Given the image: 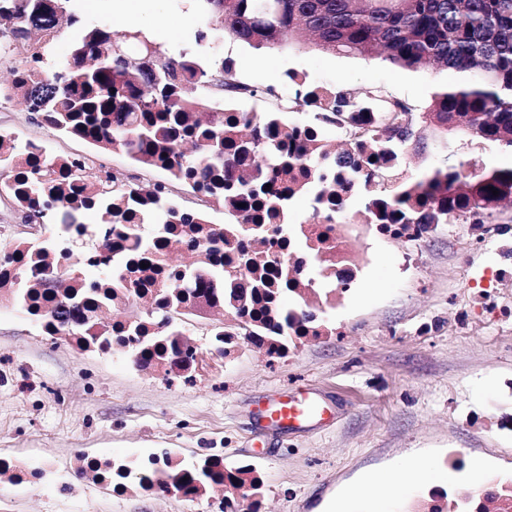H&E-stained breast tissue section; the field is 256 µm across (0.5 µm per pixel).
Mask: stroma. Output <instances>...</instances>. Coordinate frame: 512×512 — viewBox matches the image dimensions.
<instances>
[{"instance_id":"35a3bbf8","label":"stroma","mask_w":512,"mask_h":512,"mask_svg":"<svg viewBox=\"0 0 512 512\" xmlns=\"http://www.w3.org/2000/svg\"><path fill=\"white\" fill-rule=\"evenodd\" d=\"M84 24L148 31L153 45L188 49L201 65L227 58L247 84L294 92L288 74L330 87H379L422 106L432 72L410 73L378 60L292 44L257 50L231 38L195 44L204 21L195 0H84ZM10 129L43 135L59 155L95 157L79 139L44 131L25 103L12 99ZM502 166L495 149L461 136L406 155L415 176L444 159ZM361 269L335 308L341 336H308L288 356L241 340L235 355L195 384L167 382L132 369L125 355L83 349L44 336L20 306L0 301V455L49 458L60 476L84 459L134 461L163 450L179 459L218 456L252 465L263 485L260 512H328L330 502L366 473L394 470L405 458L448 470L445 484L422 481L389 500L387 512L431 504L440 490L467 489L466 462L482 457L490 484L512 480V280L495 282L511 264L512 221L478 239L467 224H440L421 240L364 233ZM491 288L493 305L477 293ZM332 410L325 426L280 430L256 413L299 386ZM12 512H218L220 493L160 497L129 485L113 492L86 482L75 495L55 485L16 486L0 479Z\"/></svg>"}]
</instances>
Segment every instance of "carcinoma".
<instances>
[{
	"instance_id": "obj_1",
	"label": "carcinoma",
	"mask_w": 512,
	"mask_h": 512,
	"mask_svg": "<svg viewBox=\"0 0 512 512\" xmlns=\"http://www.w3.org/2000/svg\"><path fill=\"white\" fill-rule=\"evenodd\" d=\"M205 29L195 35L197 45L208 39L230 36L256 49H275L300 43L309 36L313 46L332 53L377 59L392 66L438 74L454 79L438 81L425 107L390 99L376 87L351 91L330 90L327 107L316 116L323 125L353 118L352 110L371 106L379 129L362 130L340 153L313 147L320 136L308 129L311 122L290 125L289 110L306 107L310 92L295 93L290 101L276 96L272 87L260 90L239 82L233 68L220 61L206 70L186 49L169 52L139 40L138 33L115 34L103 24L84 25L73 38L67 61L61 68L49 48L28 43L29 58L38 69L19 79L27 66L12 70L7 91L21 97L30 112L46 116L50 129L86 141L101 151L127 154L133 164L165 172L168 180L157 183L151 197L141 195L142 185L113 183L112 191L101 177L87 178L78 160L74 180L89 190L86 210L120 241L119 249L87 266L119 268L88 279L79 268L67 270L65 292L41 290L33 276L44 272L41 255L51 252L58 260L71 259L69 247L53 240L21 242L0 257L9 265L20 256L23 265L6 292L28 314L47 321L54 332L78 336V346L96 344L98 336L110 335L100 320L101 311L118 304L130 306L150 288L156 307L146 317L132 320L123 330L132 355L148 363L176 346L181 332L174 315L194 314L202 300L218 304L231 318L249 327L247 338L259 344L269 341L267 353L284 355L288 337L306 336V317L299 315L300 292L282 267L281 279L273 282L260 271L261 261L247 255L239 264L246 273L224 270V257L210 249L191 265L167 261L168 249L224 240V226L214 225L206 213L179 207L170 186L184 185L193 192L216 197L242 224H267L288 211L293 195L279 186L300 171L307 184L333 190L336 172L347 174L346 197L318 196L321 208H313V220L334 219L336 208H347L354 187H359V208L366 224H413L420 234L432 224H471L477 230L499 224L512 204V167L476 170L465 161L425 169L412 178H399L391 189L380 190L383 172L360 170L356 155L368 152L371 168L404 159L407 149L423 153L427 138L443 142L448 125L463 126L468 138L504 151H512V0H197ZM82 0H0V17L13 29L30 33L53 29L61 18L69 25L81 21ZM204 87L213 94L276 98L275 108L257 112L206 111V99L196 96ZM52 159L34 164L25 183L26 217L42 215L48 202L68 203L54 195ZM498 195H493L490 188ZM154 256L148 268L140 267L145 254ZM291 295L294 305H285ZM158 457L138 464L113 463L112 475L125 477L133 467L140 471L144 490L184 488L190 492L209 488L249 485L259 494L262 480L248 466L219 467L213 458L187 464L167 460L165 477H156ZM445 502L429 512H486L482 501L442 494Z\"/></svg>"
}]
</instances>
